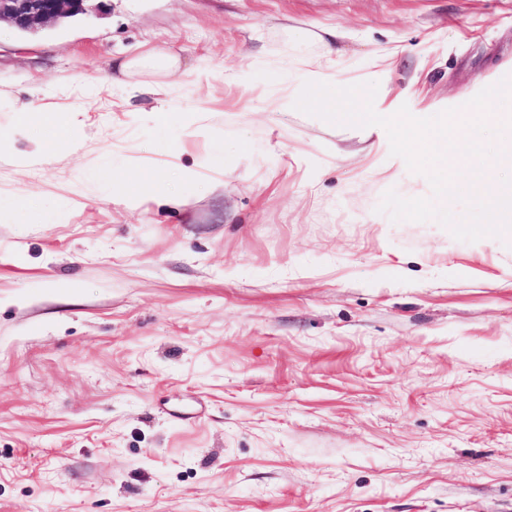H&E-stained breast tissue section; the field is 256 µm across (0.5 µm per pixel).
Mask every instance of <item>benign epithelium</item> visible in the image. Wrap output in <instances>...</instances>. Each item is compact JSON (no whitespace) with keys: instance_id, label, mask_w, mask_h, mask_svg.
Returning a JSON list of instances; mask_svg holds the SVG:
<instances>
[{"instance_id":"7a95c632","label":"benign epithelium","mask_w":512,"mask_h":512,"mask_svg":"<svg viewBox=\"0 0 512 512\" xmlns=\"http://www.w3.org/2000/svg\"><path fill=\"white\" fill-rule=\"evenodd\" d=\"M87 0H0V23L21 33H36L84 13Z\"/></svg>"}]
</instances>
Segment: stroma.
<instances>
[{
	"label": "stroma",
	"instance_id": "obj_1",
	"mask_svg": "<svg viewBox=\"0 0 512 512\" xmlns=\"http://www.w3.org/2000/svg\"><path fill=\"white\" fill-rule=\"evenodd\" d=\"M88 7L0 25V512L512 507V233L392 222L427 177L283 71L429 117L512 75V0ZM153 47L188 76L99 83Z\"/></svg>",
	"mask_w": 512,
	"mask_h": 512
}]
</instances>
